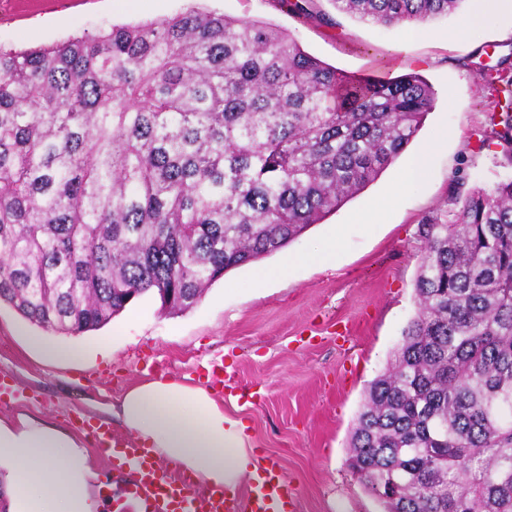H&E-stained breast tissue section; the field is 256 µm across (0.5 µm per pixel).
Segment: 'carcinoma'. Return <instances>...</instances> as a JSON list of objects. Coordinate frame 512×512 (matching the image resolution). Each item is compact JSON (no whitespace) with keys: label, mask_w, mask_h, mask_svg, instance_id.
Listing matches in <instances>:
<instances>
[{"label":"carcinoma","mask_w":512,"mask_h":512,"mask_svg":"<svg viewBox=\"0 0 512 512\" xmlns=\"http://www.w3.org/2000/svg\"><path fill=\"white\" fill-rule=\"evenodd\" d=\"M463 0H333L385 27ZM492 137L512 160V69ZM434 101L362 80L260 21L189 9L0 47V303L80 334L132 300L184 311L373 182ZM418 225L416 316L375 378L348 467L392 512H512V180L451 187Z\"/></svg>","instance_id":"cac0c4a2"}]
</instances>
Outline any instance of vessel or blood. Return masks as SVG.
<instances>
[{
    "label": "vessel or blood",
    "instance_id": "obj_1",
    "mask_svg": "<svg viewBox=\"0 0 512 512\" xmlns=\"http://www.w3.org/2000/svg\"><path fill=\"white\" fill-rule=\"evenodd\" d=\"M110 462L113 468L129 473L120 496L112 500V512H126L131 500L140 504L141 512H292L294 508L287 482L269 467L263 481L243 500L221 490L200 488L160 462L152 449L135 443Z\"/></svg>",
    "mask_w": 512,
    "mask_h": 512
}]
</instances>
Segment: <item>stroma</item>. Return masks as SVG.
Here are the masks:
<instances>
[{
	"mask_svg": "<svg viewBox=\"0 0 512 512\" xmlns=\"http://www.w3.org/2000/svg\"><path fill=\"white\" fill-rule=\"evenodd\" d=\"M304 13L279 0H0V46L50 45L113 25H135L195 7L258 19L290 33L310 55L348 75L374 79L415 72L435 91L412 142L374 182L282 250L234 269L193 308L171 313L144 296L104 327L79 336L54 334L66 347H88L75 362L46 360L27 338L37 325L0 304V417H38L88 439L86 421L128 432L116 415L123 394L149 380L191 384L197 363L224 366L212 386L225 411L247 421L260 458L288 482L297 512H382L347 467L350 433L368 384L384 371L415 317L414 284L427 218L451 219V187L493 188L512 179V159L487 144L493 98L473 61L493 65L512 51V17L488 18L459 39L460 16L383 27L340 13L332 0H307ZM431 145L425 177L404 189L395 208L370 222L354 214L388 197L400 171ZM345 234L335 266L318 268L303 254L319 248L336 225ZM287 263L288 273L257 288L255 273Z\"/></svg>",
	"mask_w": 512,
	"mask_h": 512,
	"instance_id": "stroma-1",
	"label": "stroma"
}]
</instances>
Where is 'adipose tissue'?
Masks as SVG:
<instances>
[{
  "label": "adipose tissue",
  "instance_id": "ef3b65f1",
  "mask_svg": "<svg viewBox=\"0 0 512 512\" xmlns=\"http://www.w3.org/2000/svg\"><path fill=\"white\" fill-rule=\"evenodd\" d=\"M119 417L135 439L205 487L235 489L256 478L258 454L244 420L210 391L172 379L129 389ZM0 468L8 512H95V471L80 438L44 420L0 418Z\"/></svg>",
  "mask_w": 512,
  "mask_h": 512
}]
</instances>
